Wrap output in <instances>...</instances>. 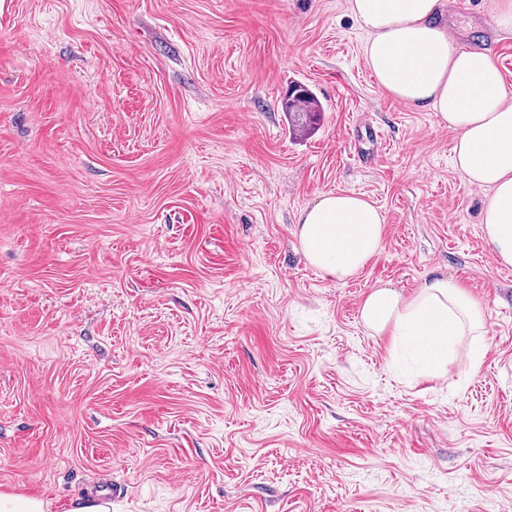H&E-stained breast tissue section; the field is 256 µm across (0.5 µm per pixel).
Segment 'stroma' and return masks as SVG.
Returning a JSON list of instances; mask_svg holds the SVG:
<instances>
[{"label": "stroma", "instance_id": "stroma-1", "mask_svg": "<svg viewBox=\"0 0 512 512\" xmlns=\"http://www.w3.org/2000/svg\"><path fill=\"white\" fill-rule=\"evenodd\" d=\"M512 91L495 0H447ZM347 0H0V492L79 512H512V266L436 112L387 96ZM321 120L290 133L281 100ZM364 194L346 281L301 211ZM461 281L480 369L415 379L368 292ZM284 108L290 115L293 134L307 130L317 121L320 107L312 92L302 84H293L284 99ZM385 218L363 194H323L300 214L296 231L306 261L324 277L343 281L357 275L382 244Z\"/></svg>", "mask_w": 512, "mask_h": 512}]
</instances>
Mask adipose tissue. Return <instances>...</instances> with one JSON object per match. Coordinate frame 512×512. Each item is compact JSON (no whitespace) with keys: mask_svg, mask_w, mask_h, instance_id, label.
<instances>
[{"mask_svg":"<svg viewBox=\"0 0 512 512\" xmlns=\"http://www.w3.org/2000/svg\"><path fill=\"white\" fill-rule=\"evenodd\" d=\"M446 0H348V9L369 37L368 68L390 97L426 106L456 134L453 163L471 185L489 190L481 212L487 243L512 265V103L493 57L459 47L440 23ZM380 208L352 191L327 193L304 208L296 231L306 261L339 281L357 275L382 244ZM362 324L389 337L393 352L408 353L418 377L445 374L449 360L464 357L469 371L479 350L459 354L464 336L484 333L485 312L456 280H424L411 297L380 287L360 308Z\"/></svg>","mask_w":512,"mask_h":512,"instance_id":"obj_1","label":"adipose tissue"}]
</instances>
